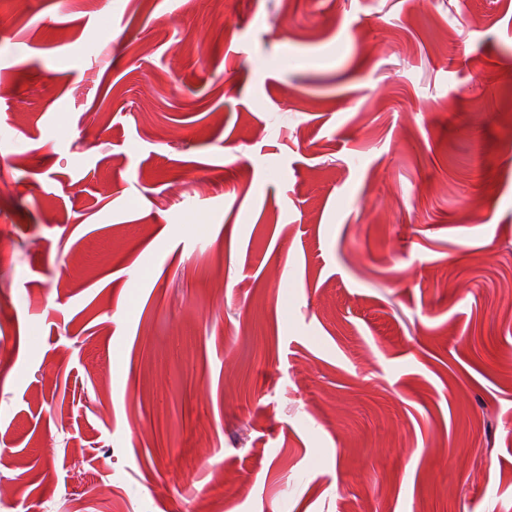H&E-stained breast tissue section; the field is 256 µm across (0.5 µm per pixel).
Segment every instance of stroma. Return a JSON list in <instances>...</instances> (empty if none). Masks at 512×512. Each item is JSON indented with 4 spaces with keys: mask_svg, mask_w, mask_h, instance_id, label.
Here are the masks:
<instances>
[{
    "mask_svg": "<svg viewBox=\"0 0 512 512\" xmlns=\"http://www.w3.org/2000/svg\"><path fill=\"white\" fill-rule=\"evenodd\" d=\"M1 357L0 512H512V0H0Z\"/></svg>",
    "mask_w": 512,
    "mask_h": 512,
    "instance_id": "stroma-1",
    "label": "stroma"
}]
</instances>
